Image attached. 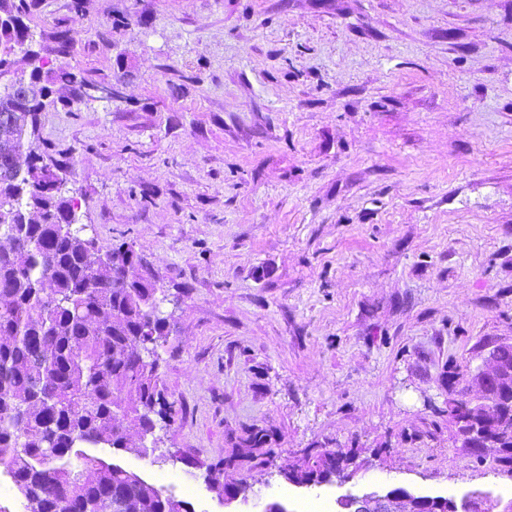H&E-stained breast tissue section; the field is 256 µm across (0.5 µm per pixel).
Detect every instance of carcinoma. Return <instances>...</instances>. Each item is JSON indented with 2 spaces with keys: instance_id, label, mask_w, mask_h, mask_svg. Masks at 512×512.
Instances as JSON below:
<instances>
[{
  "instance_id": "carcinoma-1",
  "label": "carcinoma",
  "mask_w": 512,
  "mask_h": 512,
  "mask_svg": "<svg viewBox=\"0 0 512 512\" xmlns=\"http://www.w3.org/2000/svg\"><path fill=\"white\" fill-rule=\"evenodd\" d=\"M33 0H0V105L15 83L30 86L22 112H0V468L23 498L24 512H190L172 491L147 482L83 447L147 455L132 435L175 421L158 348L171 324L161 288L142 272L133 245L98 255L80 226L79 201L67 195L68 169L39 150L42 114L96 100L97 81L71 66L73 43L36 40ZM30 69L16 68L18 54ZM70 88L71 97L56 86ZM487 399L512 407V381L495 380ZM497 466L512 469V440L490 442ZM220 458L206 466L224 486ZM354 457L308 452L279 471L291 483L320 485L342 476ZM69 492L67 506L57 491Z\"/></svg>"
}]
</instances>
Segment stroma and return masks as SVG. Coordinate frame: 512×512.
I'll return each mask as SVG.
<instances>
[{"label": "stroma", "instance_id": "stroma-1", "mask_svg": "<svg viewBox=\"0 0 512 512\" xmlns=\"http://www.w3.org/2000/svg\"><path fill=\"white\" fill-rule=\"evenodd\" d=\"M130 13V29L112 22ZM109 100L44 113L81 221L166 296L181 405L145 456L96 449L192 512L411 492L512 502L456 447L448 374L512 343V0H36ZM264 430L261 448L243 444ZM349 482L279 474L303 450ZM234 458L225 503L206 464Z\"/></svg>", "mask_w": 512, "mask_h": 512}]
</instances>
